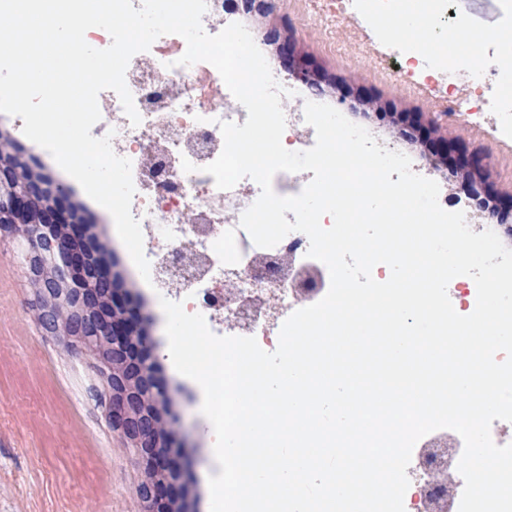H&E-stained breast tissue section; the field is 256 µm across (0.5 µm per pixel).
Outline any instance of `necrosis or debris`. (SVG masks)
I'll list each match as a JSON object with an SVG mask.
<instances>
[{
  "mask_svg": "<svg viewBox=\"0 0 512 512\" xmlns=\"http://www.w3.org/2000/svg\"><path fill=\"white\" fill-rule=\"evenodd\" d=\"M185 50L181 36L167 34L134 55L125 81L140 124L132 125L117 94L105 90L98 98L101 118L91 134L111 136L114 152L132 162L131 211L141 224L144 254L151 271L171 266L166 281L156 283V293L181 303L187 313L202 314L215 335L252 336L272 352L283 322L325 296L329 272L307 258L309 239L302 232H290L275 247H257L240 218L258 199L259 185L245 177L222 190L205 173L224 146L220 122L242 124L248 113L211 64L179 65ZM484 50L483 40L472 38L449 53L408 41L402 45V65L446 80L445 110L451 115L481 102V88L502 86L503 94L489 106L501 113L502 129L511 134L512 52L487 55L484 70L472 75L473 58ZM309 99L299 88L282 104V144L288 150L305 151L316 142L314 128L304 120ZM186 160L195 172H184ZM228 279L235 283L229 297L224 294ZM463 450L461 436L449 429L416 443L407 470L405 512H458L464 480L457 464Z\"/></svg>",
  "mask_w": 512,
  "mask_h": 512,
  "instance_id": "4bbe7bcc",
  "label": "necrosis or debris"
}]
</instances>
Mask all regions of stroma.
I'll use <instances>...</instances> for the list:
<instances>
[{
    "label": "stroma",
    "mask_w": 512,
    "mask_h": 512,
    "mask_svg": "<svg viewBox=\"0 0 512 512\" xmlns=\"http://www.w3.org/2000/svg\"><path fill=\"white\" fill-rule=\"evenodd\" d=\"M341 6L342 0H275L272 10L242 20L263 41L268 57L276 55L275 44L266 39L274 30L325 80L369 88L377 109L350 100L342 104L354 121L390 140V113H413L424 128L484 149L494 192L512 195V138L501 134L498 113L447 118L444 80L413 71L393 74L397 42L376 28L348 22ZM0 134L17 140L46 174L65 185L108 247L110 275L140 300L146 343L169 391L168 424L179 444L176 461L188 483V502L192 512H209L206 474L212 456L202 393L168 362L164 312L131 258L119 251L111 215L84 197L51 154L16 127L13 116L0 113ZM23 250L20 237L0 236V512H146L137 493L142 470L105 416L107 375L63 337L44 334L34 318L35 292L20 265Z\"/></svg>",
    "instance_id": "1"
}]
</instances>
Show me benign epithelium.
Masks as SVG:
<instances>
[{
    "mask_svg": "<svg viewBox=\"0 0 512 512\" xmlns=\"http://www.w3.org/2000/svg\"><path fill=\"white\" fill-rule=\"evenodd\" d=\"M278 57L287 76L320 90V77L291 42H279ZM390 118L397 139L425 147L433 174L461 179L472 215L512 233V196L504 200L493 191L486 153L424 131L413 116ZM0 149L11 155L0 161V234L27 244L24 261L33 267L31 280L40 296L39 324L107 369L106 418L138 455L144 473L139 494L150 512H187L185 489L175 485L174 437L164 418L168 390L149 364L138 307L103 265L92 261L86 225L74 220L66 188L34 174L9 138H0Z\"/></svg>",
    "mask_w": 512,
    "mask_h": 512,
    "instance_id": "obj_1",
    "label": "benign epithelium"
}]
</instances>
